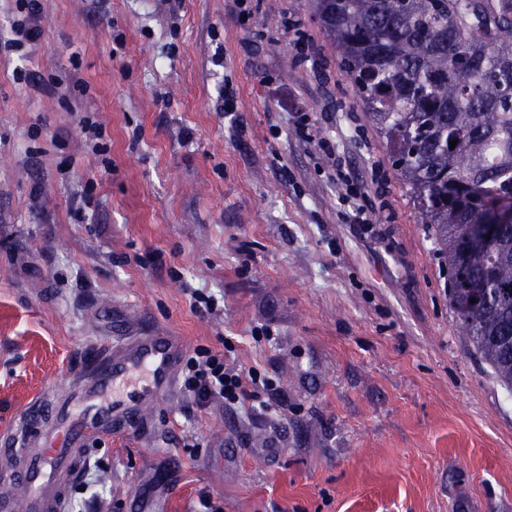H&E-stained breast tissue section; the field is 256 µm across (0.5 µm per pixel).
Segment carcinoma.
<instances>
[{
    "instance_id": "carcinoma-1",
    "label": "carcinoma",
    "mask_w": 512,
    "mask_h": 512,
    "mask_svg": "<svg viewBox=\"0 0 512 512\" xmlns=\"http://www.w3.org/2000/svg\"><path fill=\"white\" fill-rule=\"evenodd\" d=\"M448 266L463 335L512 394V0H311ZM456 146L449 147V141ZM492 223L494 224H476V233L473 234L475 246H483L487 239V236H492L494 229L501 224L512 223V201L510 199L503 200L498 204V207L493 213Z\"/></svg>"
}]
</instances>
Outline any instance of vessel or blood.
I'll return each instance as SVG.
<instances>
[{"mask_svg": "<svg viewBox=\"0 0 512 512\" xmlns=\"http://www.w3.org/2000/svg\"><path fill=\"white\" fill-rule=\"evenodd\" d=\"M182 353L181 339L164 332L115 333L76 386L44 407L49 425L28 422L12 439L8 453L20 463L9 483L20 494L0 495V512H66L86 443L141 422L172 390Z\"/></svg>", "mask_w": 512, "mask_h": 512, "instance_id": "vessel-or-blood-1", "label": "vessel or blood"}]
</instances>
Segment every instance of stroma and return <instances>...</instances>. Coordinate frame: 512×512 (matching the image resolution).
Listing matches in <instances>:
<instances>
[{
    "mask_svg": "<svg viewBox=\"0 0 512 512\" xmlns=\"http://www.w3.org/2000/svg\"><path fill=\"white\" fill-rule=\"evenodd\" d=\"M41 3L37 50L0 54V472L20 418L85 372L117 312L186 352L227 350L278 394L200 410L174 388L91 447L70 512H201L205 493L224 512H512V395L461 333L431 230L310 0L245 20L235 0ZM19 66L57 91L16 83ZM276 88L385 239L348 222ZM196 290L223 310L197 311ZM299 113V116L296 117L295 122V133L299 138L305 141H317V145L319 146L320 156L324 160L325 163L329 164L330 162H334V153L332 146L328 140L325 138H317L319 135V129L316 128L314 124L311 123L310 118L305 114V112H296Z\"/></svg>",
    "mask_w": 512,
    "mask_h": 512,
    "instance_id": "1",
    "label": "stroma"
}]
</instances>
